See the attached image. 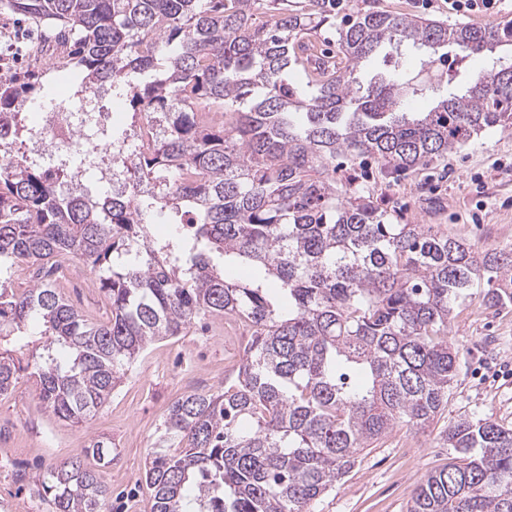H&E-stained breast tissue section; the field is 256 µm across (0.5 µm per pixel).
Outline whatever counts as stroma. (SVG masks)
Here are the masks:
<instances>
[{
	"label": "stroma",
	"mask_w": 512,
	"mask_h": 512,
	"mask_svg": "<svg viewBox=\"0 0 512 512\" xmlns=\"http://www.w3.org/2000/svg\"><path fill=\"white\" fill-rule=\"evenodd\" d=\"M408 14L421 21L448 24L463 18L443 9L420 8L418 0H344L335 25H323L317 38L337 48L338 25L357 9ZM467 23L491 27L512 21V0L492 16L470 15ZM46 24L12 13L0 2V36L14 35L19 50L13 69L24 76L43 66L26 55L28 44L47 35ZM426 50L377 54L359 64L356 76L415 70ZM338 183H354L395 224H437L450 236L478 243L485 250L512 246V128H490L447 161L430 168L394 173L370 156L336 161ZM448 338L460 351V365L442 407L426 431L397 428L359 452L349 474L311 507V512H408L416 489L448 464L454 451L442 434L464 417L492 418L512 427V303L488 306L474 287L452 302ZM248 336L236 320L208 319L184 335L150 345L133 365L110 401L86 424L59 421L33 387L19 383L0 399V506L8 512H51L32 495L35 477L50 460L80 454L91 439L112 443L114 461L104 471L112 491L109 512H152L144 481L156 429L170 404L193 391L217 390L244 355Z\"/></svg>",
	"instance_id": "35a3bbf8"
}]
</instances>
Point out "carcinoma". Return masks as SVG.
<instances>
[{
    "mask_svg": "<svg viewBox=\"0 0 512 512\" xmlns=\"http://www.w3.org/2000/svg\"><path fill=\"white\" fill-rule=\"evenodd\" d=\"M272 0H7L49 22L62 50L51 74L74 91H110L131 128L87 121L118 152L152 140L112 193L66 187L74 163L45 170L0 160V396L25 378L62 421L82 424L112 398L159 340L209 317H237L251 339L232 384L190 392L168 409L145 469L153 512H310L355 455L396 427L424 430L448 401L459 353L450 304L474 282L512 301V248L481 251L436 224H391L357 189L336 186V157L371 156L393 171L438 165L486 128L512 126V77L490 65L462 94L408 117L405 98L441 81L379 76L356 65L386 46L463 59L512 44V23L479 27L358 10L338 29L339 54L311 34L336 17ZM275 10L273 18L258 17ZM37 77L0 82V113L38 94ZM179 225L151 235L152 218ZM79 263L96 275L111 316L92 322L49 278ZM245 267L247 281L230 276ZM36 286L13 281L24 272ZM68 349L61 365L55 347ZM456 456L418 487L409 512H512V429L460 419ZM92 457L98 466L88 467ZM112 443L90 440L37 490L53 512H107Z\"/></svg>",
    "mask_w": 512,
    "mask_h": 512,
    "instance_id": "carcinoma-1",
    "label": "carcinoma"
}]
</instances>
